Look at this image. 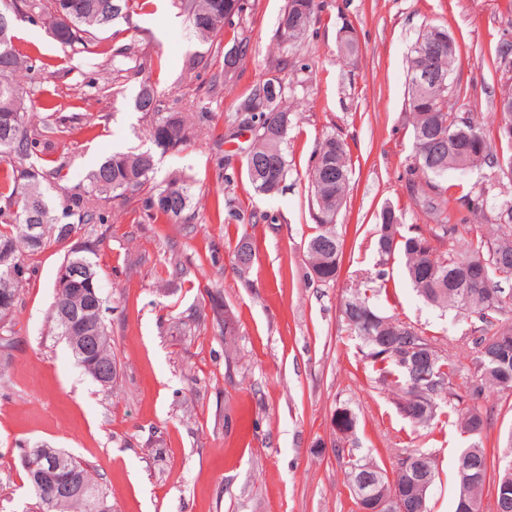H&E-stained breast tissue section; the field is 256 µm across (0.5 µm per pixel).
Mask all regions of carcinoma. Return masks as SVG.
Masks as SVG:
<instances>
[{
	"mask_svg": "<svg viewBox=\"0 0 512 512\" xmlns=\"http://www.w3.org/2000/svg\"><path fill=\"white\" fill-rule=\"evenodd\" d=\"M195 34L206 39L224 25H233L250 8L249 0H172ZM146 0H0V16L8 22L7 40L14 42L15 23L21 16L47 31L56 32L54 41L76 54H92L99 35L112 30L118 21H128ZM315 0H288L278 31L283 48H292L309 29L315 16ZM448 31L441 25L428 26L417 38L407 60V71L428 64L450 75L457 61V50H448ZM339 51L353 58L359 51L351 31L340 36ZM36 48L22 54L16 46L0 45V351L13 348L15 324L10 316L19 301V287L26 279V257L49 244H65L83 224H105L108 215L101 202L141 194L143 213L149 217L181 219L190 207L191 186L182 178L163 185L152 183L156 153H167L197 135L182 113L162 111L159 92L143 83L134 106L149 119L148 134L154 149L139 153L116 152L94 167L85 184L74 187L66 197L62 223L53 215L41 179L61 177L62 166L53 158L52 135L62 131L63 119L54 117V105L47 99L42 109L49 119L38 126L29 121L19 73L32 66ZM282 80L271 77L257 81L239 100L235 112L248 110L241 122L252 120L255 138L246 154L245 177L251 188L262 195L283 192L289 162L282 145L293 123L285 106L286 89ZM407 104L412 114L413 162L411 173L425 178L416 188L422 205L448 210V217L431 228L426 237L400 233V217L386 206L379 214L375 241L379 264L384 266L396 255L404 259L406 276L426 302L474 316L480 325L469 339L476 356L464 393L453 387L458 367L451 356L422 335L419 328L393 316L378 313L370 304L367 289L350 288L342 305L348 329L362 342V353L376 373L375 382L395 391L400 412L413 426L428 427L446 410L457 420L471 442L457 459L458 500L466 501L472 512H480L490 473H495L494 495L500 498L505 478L512 479V432L506 436L507 455L495 463L483 445L485 418L475 404L487 388L512 390V374L506 360L512 358V293L500 288L501 280L512 279V201H505L498 213L499 223L489 237L451 247L436 254L432 241L444 242L485 216L486 190L468 193L455 200L448 187L438 183L450 169H459L462 149L470 151L469 167L488 166L496 176L512 178V156L500 159L491 142L471 119L448 110V83L419 86L408 82ZM350 164L346 145L330 135L315 150L309 172V188L317 209V230L308 239L306 250L310 278L319 282L336 279L342 242L336 231V215L346 202L350 187ZM41 225L34 238L30 225ZM90 249L72 250L63 261L71 268L84 264L89 279H75L72 287L55 295L51 321L61 336H98L99 354L112 358L111 338L105 321L106 299L99 286L100 272L87 256ZM477 261L473 271L459 263ZM496 331L489 332L490 328ZM334 422L349 437L356 418L348 409L336 411ZM41 452L65 457V468L52 478L26 473L37 512H112L106 489L87 465L62 448L49 445ZM346 487L360 491L368 499L386 502L383 512H430V489L436 479L431 454L420 449L396 448L391 468L349 448ZM65 481L74 492L64 500L55 497V484Z\"/></svg>",
	"mask_w": 512,
	"mask_h": 512,
	"instance_id": "cac0c4a2",
	"label": "carcinoma"
}]
</instances>
